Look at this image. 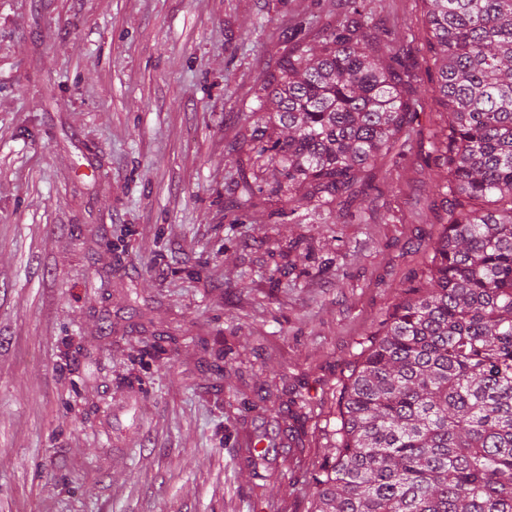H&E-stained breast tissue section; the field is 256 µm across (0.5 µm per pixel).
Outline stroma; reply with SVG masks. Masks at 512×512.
Returning a JSON list of instances; mask_svg holds the SVG:
<instances>
[{
  "instance_id": "35a3bbf8",
  "label": "stroma",
  "mask_w": 512,
  "mask_h": 512,
  "mask_svg": "<svg viewBox=\"0 0 512 512\" xmlns=\"http://www.w3.org/2000/svg\"><path fill=\"white\" fill-rule=\"evenodd\" d=\"M371 7L423 72L421 0ZM343 20L0 0V512H311L351 374L441 229L428 110L330 223L237 208L266 177L242 143L261 84Z\"/></svg>"
}]
</instances>
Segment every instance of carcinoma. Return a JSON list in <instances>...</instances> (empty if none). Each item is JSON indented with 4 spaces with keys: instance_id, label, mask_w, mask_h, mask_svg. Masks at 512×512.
Wrapping results in <instances>:
<instances>
[{
    "instance_id": "carcinoma-1",
    "label": "carcinoma",
    "mask_w": 512,
    "mask_h": 512,
    "mask_svg": "<svg viewBox=\"0 0 512 512\" xmlns=\"http://www.w3.org/2000/svg\"><path fill=\"white\" fill-rule=\"evenodd\" d=\"M285 52L243 141L272 167L243 204L283 197L328 223L373 187L437 85L431 144L451 198L431 265L381 324L313 477L314 512H512V0H424L425 77L372 35L370 0Z\"/></svg>"
}]
</instances>
